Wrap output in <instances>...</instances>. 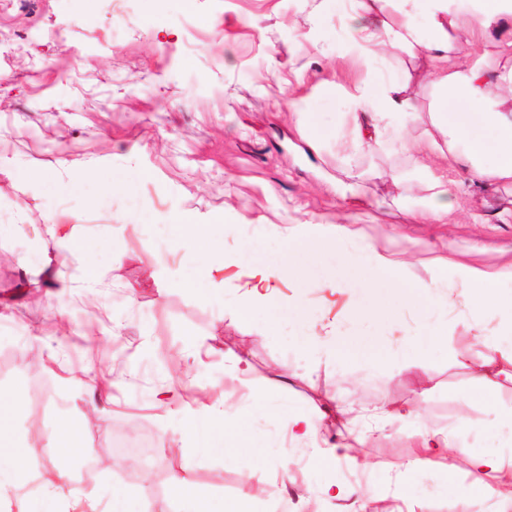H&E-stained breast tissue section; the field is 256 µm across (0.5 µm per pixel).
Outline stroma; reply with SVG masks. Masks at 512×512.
Wrapping results in <instances>:
<instances>
[{
    "instance_id": "obj_1",
    "label": "stroma",
    "mask_w": 512,
    "mask_h": 512,
    "mask_svg": "<svg viewBox=\"0 0 512 512\" xmlns=\"http://www.w3.org/2000/svg\"><path fill=\"white\" fill-rule=\"evenodd\" d=\"M347 0H0V401L16 402L10 444L24 443L30 469L20 475L0 464V512H72L69 487L46 488L52 473L53 429L96 412L100 421L73 449L78 484L107 512L120 494L125 512H175L171 473L194 466L198 493L211 512H342L331 483L358 485L371 502L393 494L420 512H500L501 502L467 493L475 472L439 455L427 470L412 469L415 431L452 434L476 454L512 453V436L492 414L472 378L488 355L467 318L448 324V346L431 350L423 370L386 364L369 374L380 345L362 358L336 363L302 349L287 314L232 313L238 293L204 299L168 287L192 265L166 252L154 227L174 211L201 223L235 224L225 237L232 253L241 239L265 235L258 258H282L273 238L284 224H342L404 261L399 287L428 286L440 273L435 256L450 260L449 285L465 268L498 272L512 266V181L485 182L424 145L431 127L432 64L402 50L366 65L347 54ZM512 39V21L497 36L467 28L455 62H496L495 40ZM410 74L415 113L406 117L411 151L386 143L349 154L337 136L347 109L341 95L370 80ZM28 169L75 176L83 183L60 192L16 178ZM92 170L127 175V194L101 191ZM448 188V221L432 224L430 181ZM78 224L93 237L96 288L80 280L82 259L54 266L56 286L23 287L16 255L41 260L58 242L47 221ZM140 288L137 301L129 288ZM283 297H302L325 320L361 336L396 342L421 335L423 294L391 324L352 319L363 299L354 288L304 289L293 280ZM98 337L87 347L82 332ZM246 342L250 376L278 378L285 408L259 411L238 371L224 360L225 344ZM189 380L181 401L156 408L157 393ZM45 390H37L36 382ZM340 392L354 408L377 401L401 409L379 430L368 473L349 461L319 470L303 444L287 440L288 411L315 409ZM223 405L246 448L225 459L182 431L197 394ZM135 427L156 448L148 469L156 485L131 479L124 458L91 466L113 432ZM270 449L255 455L249 442Z\"/></svg>"
}]
</instances>
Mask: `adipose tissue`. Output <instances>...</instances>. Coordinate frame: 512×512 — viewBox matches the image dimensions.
<instances>
[{"mask_svg":"<svg viewBox=\"0 0 512 512\" xmlns=\"http://www.w3.org/2000/svg\"><path fill=\"white\" fill-rule=\"evenodd\" d=\"M350 4L349 51L371 61L387 48L422 47L438 66L432 80L435 97L431 124L443 137L449 157L469 168L477 179L512 180V114L504 112L501 101L491 95L485 70L472 67L452 71L448 68L465 23L487 29L501 20L512 19V0H350ZM407 90V84L398 82L359 87L348 98L341 137L356 150L374 147L386 138L403 141L401 116L413 109ZM458 102L469 106L470 119L449 118V108ZM483 127L496 134L495 152L487 150L479 133ZM168 226V251L188 258L195 268L193 279H170V287L193 291L203 298L216 296L229 287L235 288L240 301L233 313L243 319L257 309L272 312L287 309L299 327L301 345L326 358H355L369 342L350 331L341 333L317 325L315 311L309 304L303 301L285 303L277 292L279 281L289 277L300 288L307 287L313 276L334 288H346L356 283L361 294L372 301L371 308H356V315L372 313L388 318L396 314L391 301V286L400 278V263L390 260L370 242H356L354 232L346 227L335 224L282 225L278 230L281 242L286 245L295 242L305 248L304 257L290 259L284 265L256 261V246L251 241L235 254H226L224 239L234 233V225L200 224L188 214L177 212L169 218ZM336 252L341 253L342 264L330 263V255ZM229 266L237 269L234 280L216 281V272ZM503 281V275L470 268L464 273L461 288H449L443 278L425 287L427 306L420 312L419 321L429 331L428 343L439 346L446 339L449 310H460L479 324L501 316L503 312L512 313V301H505L502 293ZM483 340L492 355L476 366L475 378L483 399L492 404L497 399L501 374L496 361L503 358L512 363V321L485 334ZM331 419L344 428L348 441L341 451L334 447L321 449L313 458L315 466L335 467L342 451L346 450L350 453V462L361 469H370L367 449L372 431L357 428L337 394H329L324 406L315 411H290L288 434L294 441H317L326 421ZM97 424L98 417L93 413L77 424L58 422L55 428L57 444L52 457L57 483H74L69 456ZM235 428V421L224 410L207 406L187 417L184 433L201 440L205 447L223 449L225 457L230 458L235 451L225 446L224 439L234 435ZM448 450L467 458L477 471V478L468 486L470 493L512 500V454L487 453L476 457L464 443L423 431L418 435L412 465L418 470L427 469L434 456Z\"/></svg>","mask_w":512,"mask_h":512,"instance_id":"obj_1","label":"adipose tissue"}]
</instances>
